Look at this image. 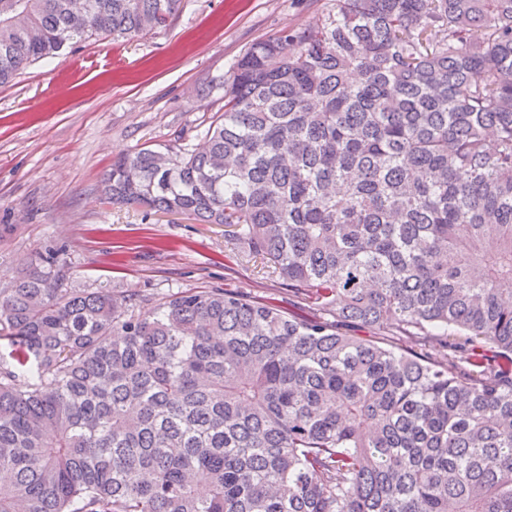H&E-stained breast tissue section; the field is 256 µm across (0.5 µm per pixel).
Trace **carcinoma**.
Instances as JSON below:
<instances>
[{"label": "carcinoma", "instance_id": "obj_1", "mask_svg": "<svg viewBox=\"0 0 512 512\" xmlns=\"http://www.w3.org/2000/svg\"><path fill=\"white\" fill-rule=\"evenodd\" d=\"M83 3L0 0V85L182 0ZM204 139L105 198L224 225L309 311L146 310L36 253L0 280V512H512V0H334L245 51Z\"/></svg>", "mask_w": 512, "mask_h": 512}]
</instances>
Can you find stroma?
<instances>
[{
  "instance_id": "stroma-1",
  "label": "stroma",
  "mask_w": 512,
  "mask_h": 512,
  "mask_svg": "<svg viewBox=\"0 0 512 512\" xmlns=\"http://www.w3.org/2000/svg\"><path fill=\"white\" fill-rule=\"evenodd\" d=\"M332 0H183L145 36L80 44L0 85V277L65 247L76 288L108 286L152 303L189 288H230L301 305L225 239L220 224L99 193L119 155L185 135L199 144L215 85L254 42L313 21Z\"/></svg>"
}]
</instances>
